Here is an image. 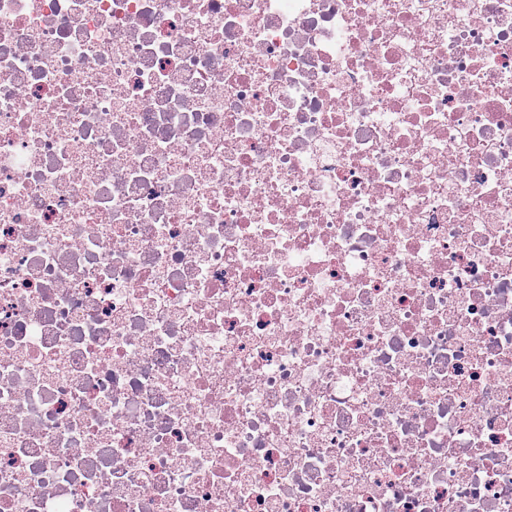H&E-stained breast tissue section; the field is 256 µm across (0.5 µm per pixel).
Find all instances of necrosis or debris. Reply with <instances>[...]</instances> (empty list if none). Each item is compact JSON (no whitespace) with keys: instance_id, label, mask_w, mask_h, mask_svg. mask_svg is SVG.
<instances>
[{"instance_id":"obj_1","label":"necrosis or debris","mask_w":512,"mask_h":512,"mask_svg":"<svg viewBox=\"0 0 512 512\" xmlns=\"http://www.w3.org/2000/svg\"><path fill=\"white\" fill-rule=\"evenodd\" d=\"M0 512H512V0H0Z\"/></svg>"}]
</instances>
